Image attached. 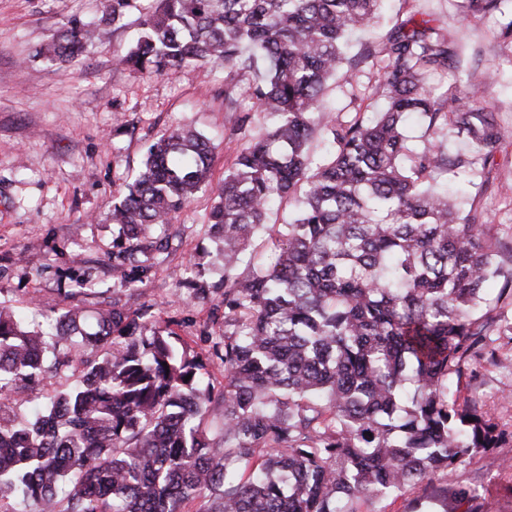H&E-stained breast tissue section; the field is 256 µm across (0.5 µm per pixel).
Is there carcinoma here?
<instances>
[{"mask_svg": "<svg viewBox=\"0 0 512 512\" xmlns=\"http://www.w3.org/2000/svg\"><path fill=\"white\" fill-rule=\"evenodd\" d=\"M144 34L122 59L170 74L222 63L224 108L245 101L269 117L237 151L208 216L223 243L224 333L207 332L224 385L169 324L126 304L97 320L71 347L80 315L68 309L46 331L0 308V505L31 512H359L367 498L403 493L461 460L499 446L502 432L479 398L458 403L448 388L482 356L512 297L502 244L473 214L462 215L443 180L468 185L501 145L496 115L472 85L439 95L429 76L455 52L429 21L393 26L380 50L348 57L349 34L379 19L382 0H152ZM464 17L499 14L504 0H462ZM103 22L74 25L38 50L55 64L88 51ZM382 54L375 120L323 123L327 81ZM331 143L319 163L309 142ZM464 137L468 154L444 143ZM215 146L190 127L161 136L112 209L115 261L156 249L167 224L209 185ZM292 199L288 223L248 273L240 254L267 229L276 199ZM81 368L31 418L11 395L64 367ZM191 379L184 380V377Z\"/></svg>", "mask_w": 512, "mask_h": 512, "instance_id": "carcinoma-1", "label": "carcinoma"}]
</instances>
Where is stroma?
Instances as JSON below:
<instances>
[{"label": "stroma", "mask_w": 512, "mask_h": 512, "mask_svg": "<svg viewBox=\"0 0 512 512\" xmlns=\"http://www.w3.org/2000/svg\"><path fill=\"white\" fill-rule=\"evenodd\" d=\"M108 10L107 0H0V304L40 323L57 309L77 308L90 331L113 300L131 309L149 302L159 321L177 320L179 336L204 358V330L219 303L211 291L219 281L217 243L207 217L237 150L264 130L265 118L225 111L223 65L192 64L172 75L123 66L141 29L134 9L69 66L39 56L64 29L98 21ZM383 13L377 27L353 38L350 54L364 43L380 44L407 16L433 19L454 40L458 59L432 76L435 92L470 81L497 113L503 144L462 208L481 212L492 234L512 248V47L499 38L496 18H463L460 0H385ZM379 80L378 67L362 65L328 81V124L369 118L383 104L373 94ZM179 126L214 143L211 184L161 229L160 249L137 253L146 275L141 288L129 290L112 259V204L141 168L147 146ZM82 277L90 278L89 289L74 292ZM181 277L209 288L208 297L169 304ZM490 341L492 357L448 396L478 395L504 432L500 446L466 456L451 478L437 475L401 495L365 501L361 512H512V334Z\"/></svg>", "instance_id": "1"}]
</instances>
